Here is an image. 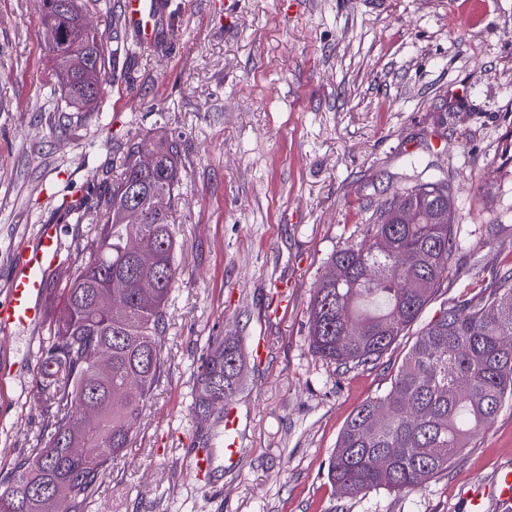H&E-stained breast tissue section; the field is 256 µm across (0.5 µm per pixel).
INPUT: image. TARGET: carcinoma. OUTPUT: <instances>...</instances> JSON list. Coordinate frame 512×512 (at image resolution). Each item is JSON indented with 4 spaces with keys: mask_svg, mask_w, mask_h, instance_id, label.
Returning <instances> with one entry per match:
<instances>
[{
    "mask_svg": "<svg viewBox=\"0 0 512 512\" xmlns=\"http://www.w3.org/2000/svg\"><path fill=\"white\" fill-rule=\"evenodd\" d=\"M85 0H41L43 27L58 34L52 86L75 112H94L113 57L128 39L105 37L86 23ZM144 169L131 148L120 157L112 192L95 198L107 214L90 247L71 264L58 295L60 315L41 350L40 393L48 431L0 480V512H87L101 475L135 440L163 367L161 338L178 277L172 209L180 188L178 147L153 143ZM385 203L362 241L334 252L317 281L309 311L313 353L340 365L376 364L423 310L448 291L459 246L452 189L432 178ZM141 220L127 222L128 202ZM120 284L111 290L110 283ZM512 259L489 271L475 298L457 300L416 333L382 398L350 415L328 462L330 481L347 497L387 487L411 491L448 469L471 436L488 429L512 402ZM239 340L208 345L193 370L192 408L207 418L245 385ZM389 415L377 417L379 409Z\"/></svg>",
    "mask_w": 512,
    "mask_h": 512,
    "instance_id": "carcinoma-1",
    "label": "carcinoma"
}]
</instances>
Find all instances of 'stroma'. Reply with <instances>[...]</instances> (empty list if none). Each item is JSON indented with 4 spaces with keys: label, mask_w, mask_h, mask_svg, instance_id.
Returning a JSON list of instances; mask_svg holds the SVG:
<instances>
[{
    "label": "stroma",
    "mask_w": 512,
    "mask_h": 512,
    "mask_svg": "<svg viewBox=\"0 0 512 512\" xmlns=\"http://www.w3.org/2000/svg\"><path fill=\"white\" fill-rule=\"evenodd\" d=\"M165 3L156 42L117 61L98 111L66 112L49 97L37 0H0V298L41 225H59L68 255L90 239L95 214L73 211L111 190L131 143L180 144L162 373L88 512H465L464 493L512 464V404L417 489L344 497L327 478L338 436L386 393L413 339L347 371L312 353L309 309L328 257L433 176L452 184L462 240L449 299L472 297L512 255V0ZM57 314L48 299L43 323L0 334V368L29 362L0 386L2 472L45 429L40 351ZM220 336L247 354L233 464L222 411L192 409L191 373Z\"/></svg>",
    "instance_id": "stroma-1"
}]
</instances>
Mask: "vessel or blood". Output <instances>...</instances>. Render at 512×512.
<instances>
[{
	"label": "vessel or blood",
	"mask_w": 512,
	"mask_h": 512,
	"mask_svg": "<svg viewBox=\"0 0 512 512\" xmlns=\"http://www.w3.org/2000/svg\"><path fill=\"white\" fill-rule=\"evenodd\" d=\"M123 20L140 45H153L164 21L160 0H124ZM62 250L59 226L44 224L34 240L19 253L14 262L8 293L0 299L1 332L24 331L42 323L48 274L59 265ZM239 426L237 408L225 405L224 457L231 463L238 457ZM489 497L504 505L512 503L511 464L500 467L490 485L465 493L468 512H485V500Z\"/></svg>",
	"instance_id": "vessel-or-blood-1"
}]
</instances>
